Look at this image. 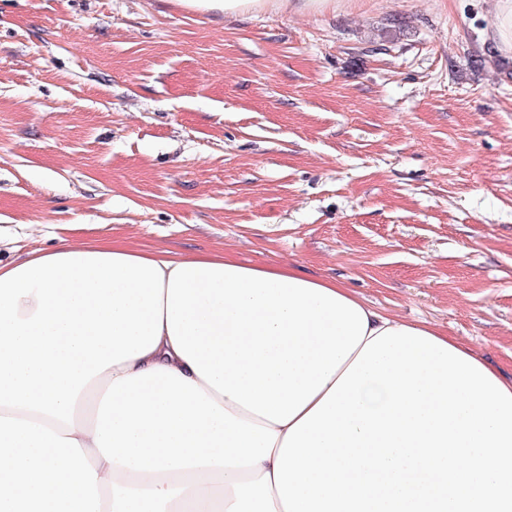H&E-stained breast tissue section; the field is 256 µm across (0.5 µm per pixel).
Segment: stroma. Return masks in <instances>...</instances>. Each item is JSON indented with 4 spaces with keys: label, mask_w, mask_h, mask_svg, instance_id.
I'll return each instance as SVG.
<instances>
[{
    "label": "stroma",
    "mask_w": 512,
    "mask_h": 512,
    "mask_svg": "<svg viewBox=\"0 0 512 512\" xmlns=\"http://www.w3.org/2000/svg\"><path fill=\"white\" fill-rule=\"evenodd\" d=\"M486 4L0 0V260L72 236L289 262L512 375V59ZM184 6L194 11L218 9L224 17H237L247 13L273 11L319 12L336 7L335 0H185Z\"/></svg>",
    "instance_id": "stroma-1"
}]
</instances>
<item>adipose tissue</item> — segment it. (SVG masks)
I'll return each instance as SVG.
<instances>
[{
	"mask_svg": "<svg viewBox=\"0 0 512 512\" xmlns=\"http://www.w3.org/2000/svg\"><path fill=\"white\" fill-rule=\"evenodd\" d=\"M336 0H185L225 16ZM486 35L512 56V0ZM342 284L230 253L59 239L0 261V512H285L289 427L401 327Z\"/></svg>",
	"mask_w": 512,
	"mask_h": 512,
	"instance_id": "1",
	"label": "adipose tissue"
}]
</instances>
